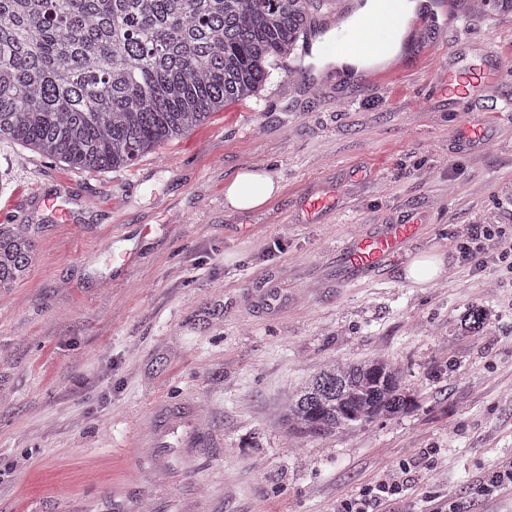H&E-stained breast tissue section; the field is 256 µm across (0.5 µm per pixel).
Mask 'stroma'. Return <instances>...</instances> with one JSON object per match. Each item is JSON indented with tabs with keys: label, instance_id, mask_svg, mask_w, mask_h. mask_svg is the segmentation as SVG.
<instances>
[{
	"label": "stroma",
	"instance_id": "1",
	"mask_svg": "<svg viewBox=\"0 0 512 512\" xmlns=\"http://www.w3.org/2000/svg\"><path fill=\"white\" fill-rule=\"evenodd\" d=\"M304 62L126 168L0 142V224L35 239L28 276L0 289V512H337L397 479L387 512H430L437 493L512 512V488L479 490L512 460V278L455 249L461 225L512 228V13L421 28L407 58L357 74ZM448 69L474 94L438 90ZM246 168L282 191L227 210ZM314 190L324 214L304 207ZM391 224L418 227L402 255L347 275L348 242ZM434 252L441 276L404 278ZM471 307L486 321L468 333ZM333 359L392 361L411 405L289 437L280 402ZM175 409L199 443L165 433L131 477L137 433Z\"/></svg>",
	"mask_w": 512,
	"mask_h": 512
}]
</instances>
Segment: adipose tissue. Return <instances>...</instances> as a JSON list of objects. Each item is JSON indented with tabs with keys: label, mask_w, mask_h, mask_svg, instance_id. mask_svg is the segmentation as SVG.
<instances>
[{
	"label": "adipose tissue",
	"mask_w": 512,
	"mask_h": 512,
	"mask_svg": "<svg viewBox=\"0 0 512 512\" xmlns=\"http://www.w3.org/2000/svg\"><path fill=\"white\" fill-rule=\"evenodd\" d=\"M418 7L419 0H367L366 6L352 18V28H363L388 11L396 12L400 17V23L396 26L386 49L366 45L354 52L346 51L336 56V65L362 69L384 63L396 55L407 31V23L414 18ZM280 191V184L271 174L245 170L226 183L224 198L230 207L247 211L265 205Z\"/></svg>",
	"instance_id": "adipose-tissue-1"
}]
</instances>
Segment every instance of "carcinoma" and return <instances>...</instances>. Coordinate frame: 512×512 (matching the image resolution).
Returning <instances> with one entry per match:
<instances>
[{
  "mask_svg": "<svg viewBox=\"0 0 512 512\" xmlns=\"http://www.w3.org/2000/svg\"><path fill=\"white\" fill-rule=\"evenodd\" d=\"M320 0H0V141L75 171L125 167L256 96L311 30ZM512 12L479 0L472 15ZM33 237L0 224V288ZM411 405L386 360L328 363L288 394L281 424L330 436Z\"/></svg>",
  "mask_w": 512,
  "mask_h": 512,
  "instance_id": "1",
  "label": "carcinoma"
}]
</instances>
